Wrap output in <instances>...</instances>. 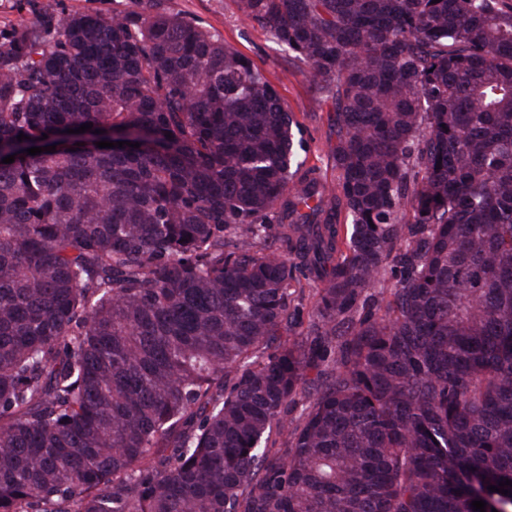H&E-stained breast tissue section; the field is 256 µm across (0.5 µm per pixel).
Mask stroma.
<instances>
[{
    "instance_id": "1",
    "label": "stroma",
    "mask_w": 512,
    "mask_h": 512,
    "mask_svg": "<svg viewBox=\"0 0 512 512\" xmlns=\"http://www.w3.org/2000/svg\"><path fill=\"white\" fill-rule=\"evenodd\" d=\"M170 7L219 32L264 71L301 125L308 165L319 167L328 182H335L336 173L330 165V151L336 142L329 121L333 106L318 101L313 85L304 75L305 63L263 28L242 19L234 0H170Z\"/></svg>"
}]
</instances>
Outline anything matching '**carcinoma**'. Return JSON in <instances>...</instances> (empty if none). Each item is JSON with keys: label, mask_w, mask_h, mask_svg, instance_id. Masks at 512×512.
Here are the masks:
<instances>
[{"label": "carcinoma", "mask_w": 512, "mask_h": 512, "mask_svg": "<svg viewBox=\"0 0 512 512\" xmlns=\"http://www.w3.org/2000/svg\"><path fill=\"white\" fill-rule=\"evenodd\" d=\"M235 3L332 102L336 184L168 0L0 43V512H474L512 481V0Z\"/></svg>", "instance_id": "cac0c4a2"}]
</instances>
